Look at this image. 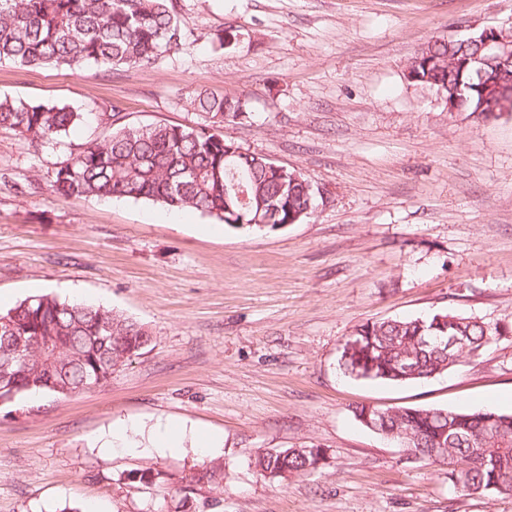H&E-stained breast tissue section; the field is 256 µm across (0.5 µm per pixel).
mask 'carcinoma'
<instances>
[{"instance_id": "carcinoma-1", "label": "carcinoma", "mask_w": 512, "mask_h": 512, "mask_svg": "<svg viewBox=\"0 0 512 512\" xmlns=\"http://www.w3.org/2000/svg\"><path fill=\"white\" fill-rule=\"evenodd\" d=\"M186 39L171 0H0V61L77 69L147 66L177 54ZM477 50L478 44L465 38L431 40L420 49L421 63L410 79L450 98L460 88L465 111L486 112L493 101L489 78L460 64ZM191 104L203 117L196 127L124 126L87 143L58 163L55 194L161 201L230 226L258 220L273 229L296 215L301 221L308 217L314 192L300 172L285 166L277 171L269 157L242 153L224 138V121L246 112L242 99L200 93ZM82 119V113L65 106L0 98V129L41 145L56 141ZM232 150L238 155L224 158ZM17 334L36 337L21 361L13 340ZM500 335L498 326L457 310L367 321L342 346L339 368L349 377L424 382L462 358L479 357ZM424 336H461L466 350L424 346ZM151 342L143 325L100 306L48 294L24 300L0 313V370L13 373L0 404L42 393L65 397L103 385ZM491 418L497 439L486 436ZM378 421L417 460L448 466V484L455 491L512 495V413L394 407ZM321 457L319 448L266 450L254 466L263 478L281 480L316 469Z\"/></svg>"}]
</instances>
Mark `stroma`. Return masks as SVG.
I'll return each instance as SVG.
<instances>
[{"label":"stroma","mask_w":512,"mask_h":512,"mask_svg":"<svg viewBox=\"0 0 512 512\" xmlns=\"http://www.w3.org/2000/svg\"><path fill=\"white\" fill-rule=\"evenodd\" d=\"M189 34L157 65L0 62V97L88 120L38 146L0 129V312L43 294L123 313L152 336L109 383L0 405V512H512L405 459L357 404L512 413V333L440 377H344L357 325L462 310L512 330V112L449 111L405 69L428 41L512 29V0H172ZM237 37L221 45L218 32ZM245 99L223 132L302 173L318 207L278 229L160 203L55 197L57 162L116 125L187 127L199 92ZM120 110L118 123L108 118ZM180 419L224 438L199 458L104 446L118 422ZM316 447L282 481L265 448ZM220 466L219 482L185 476ZM153 468L167 481L143 483ZM269 450V449H268ZM259 453L254 466L263 478L272 480L288 479L291 475H302L317 469L319 458L325 459L320 448H287Z\"/></svg>","instance_id":"1"}]
</instances>
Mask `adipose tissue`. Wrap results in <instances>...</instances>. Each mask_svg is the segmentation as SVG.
<instances>
[{"mask_svg":"<svg viewBox=\"0 0 512 512\" xmlns=\"http://www.w3.org/2000/svg\"><path fill=\"white\" fill-rule=\"evenodd\" d=\"M187 440L192 441L196 454L201 457L219 452L224 443L219 434L200 432L183 423H173L160 429L133 422L117 425L112 430L113 447L132 455L154 449L175 452Z\"/></svg>","mask_w":512,"mask_h":512,"instance_id":"1","label":"adipose tissue"}]
</instances>
